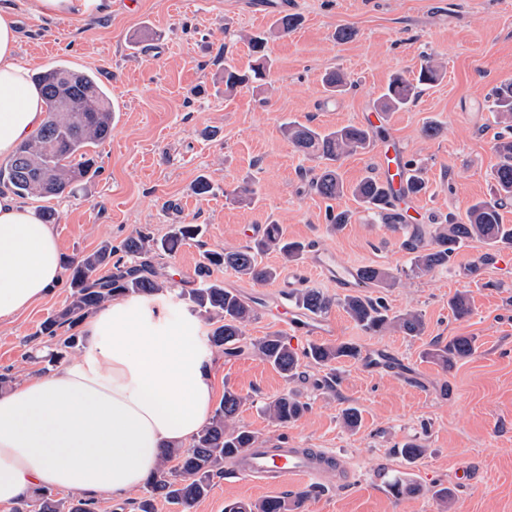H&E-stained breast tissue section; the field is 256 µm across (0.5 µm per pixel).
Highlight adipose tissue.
Segmentation results:
<instances>
[{
  "mask_svg": "<svg viewBox=\"0 0 512 512\" xmlns=\"http://www.w3.org/2000/svg\"><path fill=\"white\" fill-rule=\"evenodd\" d=\"M112 0H25L38 18L91 19ZM15 8L0 9V158L37 135L45 106L19 55ZM52 225L0 187V321L62 281ZM201 323L172 321L159 298L117 297L81 326L82 355L0 392V506L33 490L130 493L168 448L186 447L212 417L216 388Z\"/></svg>",
  "mask_w": 512,
  "mask_h": 512,
  "instance_id": "1",
  "label": "adipose tissue"
}]
</instances>
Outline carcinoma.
<instances>
[{"mask_svg": "<svg viewBox=\"0 0 512 512\" xmlns=\"http://www.w3.org/2000/svg\"><path fill=\"white\" fill-rule=\"evenodd\" d=\"M299 24V16L285 13L276 18L270 33L286 35ZM250 43L255 54L251 74H242L232 66L225 67L224 92L231 93L249 82H262L269 76L273 62L266 54L265 39L254 37ZM442 72L443 67L437 60L430 56L425 58L415 80L393 77L377 100L378 110L389 113L407 108L425 88L441 79ZM34 81L41 88L47 119L39 134L20 145L0 168V178L7 179L13 193L20 198H52L62 195L96 169L97 161L88 147L112 135V105L97 76L87 72L57 65L35 74ZM324 84L334 95L345 90L348 78L339 70H331L325 74ZM489 110L497 122L512 129V81L495 89ZM282 132L299 152L325 161L324 167L308 182L315 194L327 200L349 194L387 227L395 230L402 223L395 205L396 197L379 179L368 176L348 184L336 166L342 157L369 149L373 140L370 130L345 125L321 131L298 122H288L282 125ZM495 151L500 159L494 175L497 183L495 198L473 202L461 218L448 215L446 223L435 227L429 241L426 240L425 226L413 227L405 245L412 254L416 274L427 275L448 267L457 248L468 239L480 240L491 248L512 247V224L503 223L501 214V207L512 201V135L498 136ZM406 167L410 171L408 192L415 197L425 193L428 184L422 167L412 160L406 162ZM201 233L199 224H179L160 240L138 232L118 247L105 243L80 256L70 265L72 293L68 304L42 324L39 334L53 339L59 328L77 325L115 296L139 298L167 291L168 280L157 268L156 257L172 253L183 242L194 240ZM270 250L278 252L287 261H296L303 255L305 245L286 238L280 225L268 224L261 239L252 246L207 253L199 283L178 293L192 312L213 325L208 334L211 347L222 349L227 355L241 352L245 328L255 316V308L250 303L224 288L223 282L210 279L211 268L233 271L255 283H267L276 278L277 272L259 261L258 256ZM106 267L109 268L108 275L95 277L98 270ZM360 279L364 284L382 289L392 287L395 282L390 271L375 266L362 267ZM334 304V298L315 288L301 290L295 295L296 308L305 315L325 314ZM341 304L350 319L367 332L394 329L410 337L425 332V322L420 314L407 311L392 315L381 297L348 294ZM448 306L457 319H463L471 312L470 301L463 293L455 294ZM252 346L267 363L289 379L298 374L302 357L318 366L330 367L342 360H355L360 354L358 347L348 342H315L299 354L277 333L256 340ZM475 351L474 338L455 336L448 344L430 351L428 356L442 367L450 368L470 358ZM241 405L242 397L236 391L224 389V399L215 409L211 422L193 439L191 446L164 451L160 467L146 481L145 495L136 501L135 512H155L159 498L190 507L208 495L214 476L224 473L226 458L257 447L259 440L254 432L234 424ZM308 410V403L292 394L281 395L265 406L268 417L280 425L297 421ZM16 512H94V502L74 496L57 499L50 493L38 492L32 501L21 503ZM224 512H290V507L284 498L268 497L256 502L227 503Z\"/></svg>", "mask_w": 512, "mask_h": 512, "instance_id": "obj_1", "label": "carcinoma"}]
</instances>
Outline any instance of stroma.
Instances as JSON below:
<instances>
[{"label": "stroma", "mask_w": 512, "mask_h": 512, "mask_svg": "<svg viewBox=\"0 0 512 512\" xmlns=\"http://www.w3.org/2000/svg\"><path fill=\"white\" fill-rule=\"evenodd\" d=\"M284 11L302 23L268 39L270 88L249 83L225 92V66L244 71L252 60L246 35L267 32ZM17 19L20 53L34 71L63 64L92 73L112 102V135L89 148L96 175L71 193L30 201L55 210L64 260L106 242L120 245L141 230L159 239L178 224L202 225L197 239L157 258L177 293L195 287L207 252L253 243L266 225L278 224L287 238L331 249L344 263L389 269L394 286L366 287L363 295L384 296L392 311L414 310L426 322L424 335L414 338L372 335L333 307L326 315L333 325L329 343H353L361 356L336 363V388L328 391L316 386L327 368L305 360L289 380L251 347L284 331L276 282L212 270V278L257 305L243 352L205 351L217 387L232 386L244 398L237 424L267 448L285 440L334 452L352 475L341 482L327 471L276 490L218 475L186 512H224L225 503L274 495L297 504V512H512V267L498 266L497 250L469 240L447 268L415 275L403 232L377 222L351 196L327 201L314 194L307 175L315 160L281 131L288 121L322 130L359 124L392 75L414 77L425 56L439 58L442 81L390 120L429 183L415 207L433 224L464 215L471 203L493 196L498 128L488 105L494 88L512 80V0H191L185 8L179 0H114L110 15L90 20L44 22L24 12ZM341 26L354 29L352 40L337 41ZM329 70L349 80L333 97L322 83ZM432 121L441 128L429 137L424 128ZM202 177L214 187L206 196L194 192ZM244 186L249 194H241ZM333 209L353 214L342 231L329 224ZM458 292L471 303L470 315L459 320L448 308ZM70 294L62 284L15 319L0 321V371L19 380L41 373V358L54 343L37 330ZM454 336L475 338L471 358L448 370L427 359ZM376 351L389 370L367 369L363 357ZM288 392L309 409L279 427L262 405ZM348 407L361 415L353 431L341 421ZM406 443L424 450L415 462L393 453ZM462 466L473 476L466 487L455 480ZM396 477L413 492L393 497L388 484ZM443 487L451 493L446 506L434 496Z\"/></svg>", "instance_id": "35a3bbf8"}]
</instances>
